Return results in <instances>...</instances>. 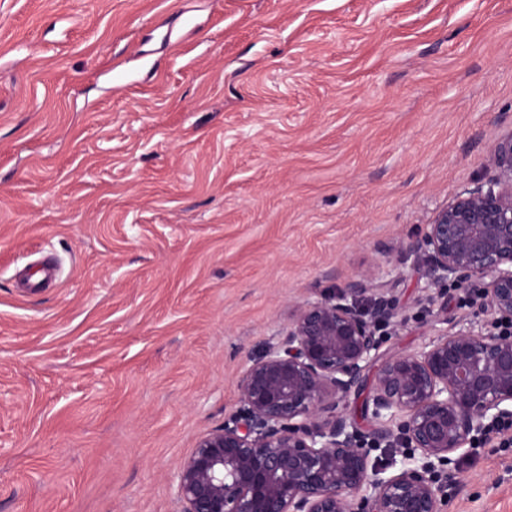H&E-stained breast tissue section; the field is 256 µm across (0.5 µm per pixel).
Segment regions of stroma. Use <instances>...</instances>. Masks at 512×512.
I'll list each match as a JSON object with an SVG mask.
<instances>
[{
  "label": "stroma",
  "mask_w": 512,
  "mask_h": 512,
  "mask_svg": "<svg viewBox=\"0 0 512 512\" xmlns=\"http://www.w3.org/2000/svg\"><path fill=\"white\" fill-rule=\"evenodd\" d=\"M512 130V0H0V512H180L174 473L298 306L419 239ZM447 512H512V445Z\"/></svg>",
  "instance_id": "stroma-1"
}]
</instances>
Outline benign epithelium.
<instances>
[{"label":"benign epithelium","mask_w":512,"mask_h":512,"mask_svg":"<svg viewBox=\"0 0 512 512\" xmlns=\"http://www.w3.org/2000/svg\"><path fill=\"white\" fill-rule=\"evenodd\" d=\"M489 161L493 175L401 246L424 263L429 301L452 286L484 318L382 360L379 328L400 312L367 296L369 278L299 306L245 369L238 410L178 466L181 512H445L451 456L512 429V129ZM373 368L365 433L340 404Z\"/></svg>","instance_id":"obj_1"}]
</instances>
